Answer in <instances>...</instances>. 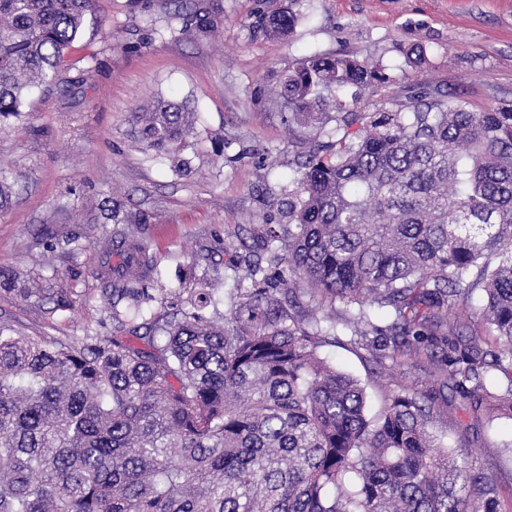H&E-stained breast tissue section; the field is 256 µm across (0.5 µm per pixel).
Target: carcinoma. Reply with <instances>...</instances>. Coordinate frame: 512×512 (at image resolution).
Returning a JSON list of instances; mask_svg holds the SVG:
<instances>
[{
  "mask_svg": "<svg viewBox=\"0 0 512 512\" xmlns=\"http://www.w3.org/2000/svg\"><path fill=\"white\" fill-rule=\"evenodd\" d=\"M95 0H0V130L31 88L67 82ZM292 11L266 35L290 33ZM342 53L293 61L280 95L296 124L336 140L310 152L285 203L288 237L266 233L222 325L199 288L165 321L159 356L117 336L45 341L0 324V512H501L491 478L428 432L452 406L434 389H365L319 355L352 325L365 359L421 367L479 420L512 413V105L473 112ZM149 149L184 147L195 112L161 102L136 115ZM15 181L0 169V210ZM114 265H109L112 259ZM110 293L141 302L155 273L124 233L102 251ZM478 324L448 311L477 291ZM345 315L293 312L299 296ZM390 308L381 329L366 306ZM496 333L494 353L483 330Z\"/></svg>",
  "mask_w": 512,
  "mask_h": 512,
  "instance_id": "cac0c4a2",
  "label": "carcinoma"
}]
</instances>
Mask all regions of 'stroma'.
I'll list each match as a JSON object with an SVG mask.
<instances>
[{
	"instance_id": "stroma-1",
	"label": "stroma",
	"mask_w": 512,
	"mask_h": 512,
	"mask_svg": "<svg viewBox=\"0 0 512 512\" xmlns=\"http://www.w3.org/2000/svg\"><path fill=\"white\" fill-rule=\"evenodd\" d=\"M287 6L291 35L266 36L264 20ZM333 53L382 69L401 94L421 84L479 112L512 102V0H96L65 58L67 83L35 89L0 133V167L18 180L0 211V272L13 279L0 287V322L46 340H134L133 300H109L98 275L101 246L120 230L104 215L111 201L156 263L146 316L164 320L170 293L203 280L209 316L230 315L241 258H265L264 228L284 223L278 204L323 138L289 122L277 76ZM159 99L198 112L187 174L135 136L133 112ZM338 338L320 355L365 385L369 414L385 389L425 384L424 371L365 361L350 329ZM429 430L491 476L512 512V414L474 425L456 404Z\"/></svg>"
}]
</instances>
